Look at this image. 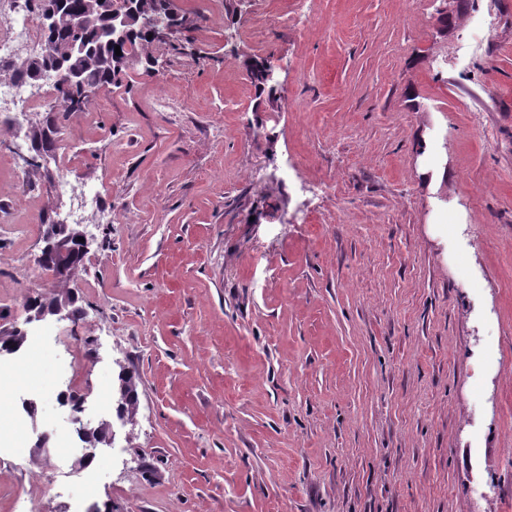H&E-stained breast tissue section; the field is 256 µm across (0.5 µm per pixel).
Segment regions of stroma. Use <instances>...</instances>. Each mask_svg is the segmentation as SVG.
<instances>
[{
	"instance_id": "stroma-1",
	"label": "stroma",
	"mask_w": 512,
	"mask_h": 512,
	"mask_svg": "<svg viewBox=\"0 0 512 512\" xmlns=\"http://www.w3.org/2000/svg\"><path fill=\"white\" fill-rule=\"evenodd\" d=\"M175 3L189 43L72 115L51 177L0 112V223L32 226L0 233V310L26 317L16 264L39 279L61 180L98 191L84 318L34 354L88 415L119 365L139 394L89 472L0 450V512H512V0H450L444 30L439 0ZM52 384L0 413L37 398L72 435Z\"/></svg>"
}]
</instances>
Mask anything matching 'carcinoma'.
<instances>
[{
	"instance_id": "obj_1",
	"label": "carcinoma",
	"mask_w": 512,
	"mask_h": 512,
	"mask_svg": "<svg viewBox=\"0 0 512 512\" xmlns=\"http://www.w3.org/2000/svg\"><path fill=\"white\" fill-rule=\"evenodd\" d=\"M60 10L69 20L60 22L53 31L40 30V40L45 43L44 54L18 58L4 71V77L27 83L46 70H54L57 62L76 71L77 88L61 91L62 105L58 115L63 118L85 111L91 98L103 89L130 86L132 73H151L148 63L155 50L164 45L171 51H179L181 45L177 41L186 37L199 19L191 10L176 8L173 0H138L134 12L124 4L113 3V0H104L100 4L94 0H65ZM115 11L126 19L119 36L111 30ZM117 46L121 50L119 56L115 54ZM266 68L267 60L262 58L249 63L251 77L259 91L273 97L277 88L266 80ZM54 134L53 124L33 126L30 149L37 154L55 153ZM57 233L72 239L70 262L83 267L85 252L78 241L79 230L47 224L46 234ZM119 371L127 373V397L118 400L117 408L135 412L139 408V397L134 372L122 364Z\"/></svg>"
}]
</instances>
